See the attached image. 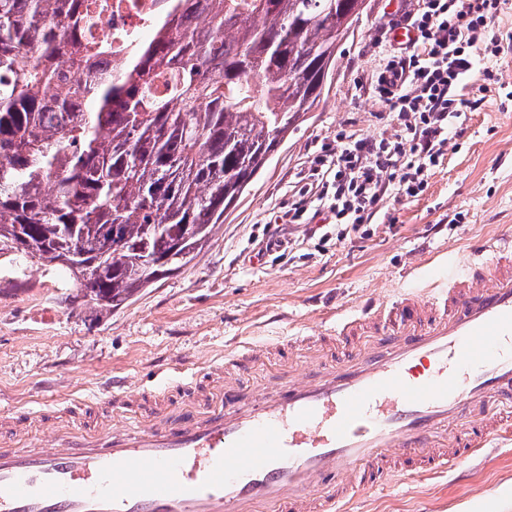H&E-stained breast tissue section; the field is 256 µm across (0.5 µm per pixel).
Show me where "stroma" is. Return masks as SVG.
Returning a JSON list of instances; mask_svg holds the SVG:
<instances>
[{
	"mask_svg": "<svg viewBox=\"0 0 512 512\" xmlns=\"http://www.w3.org/2000/svg\"><path fill=\"white\" fill-rule=\"evenodd\" d=\"M421 0H368L367 14L341 48L318 105L285 136L210 242L183 270L99 318L67 306L59 271H16L0 256V415L23 405H69L114 380L149 387L154 372H206L238 342L282 344L279 356L249 371L250 385L272 387L275 371L300 375L314 365L289 338L325 334L333 314H358L409 283L416 266L436 273L469 259L484 238L512 232V0L467 52L490 67L488 90L470 87L478 105L452 120L446 155L415 198H386L359 230L324 223L309 187L322 145L347 127L391 135L387 105L372 76L398 43L391 27ZM305 209L302 223L286 213ZM357 512H512V444L487 452L460 473L417 478L366 493Z\"/></svg>",
	"mask_w": 512,
	"mask_h": 512,
	"instance_id": "35a3bbf8",
	"label": "stroma"
}]
</instances>
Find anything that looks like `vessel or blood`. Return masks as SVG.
Wrapping results in <instances>:
<instances>
[{"label": "vessel or blood", "mask_w": 512, "mask_h": 512, "mask_svg": "<svg viewBox=\"0 0 512 512\" xmlns=\"http://www.w3.org/2000/svg\"><path fill=\"white\" fill-rule=\"evenodd\" d=\"M355 356L240 396L255 346L208 385H113L97 402L0 417V512H354L512 440V245L336 320ZM480 420L454 430L463 408Z\"/></svg>", "instance_id": "obj_1"}]
</instances>
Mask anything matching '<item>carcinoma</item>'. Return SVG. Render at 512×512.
Masks as SVG:
<instances>
[{"label":"carcinoma","mask_w":512,"mask_h":512,"mask_svg":"<svg viewBox=\"0 0 512 512\" xmlns=\"http://www.w3.org/2000/svg\"><path fill=\"white\" fill-rule=\"evenodd\" d=\"M365 0H175L147 43L87 36L108 0H0V250L103 314L188 264L322 95ZM118 225L101 255V231Z\"/></svg>","instance_id":"carcinoma-1"}]
</instances>
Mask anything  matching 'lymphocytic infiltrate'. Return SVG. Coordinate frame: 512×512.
<instances>
[{
    "instance_id": "obj_1",
    "label": "lymphocytic infiltrate",
    "mask_w": 512,
    "mask_h": 512,
    "mask_svg": "<svg viewBox=\"0 0 512 512\" xmlns=\"http://www.w3.org/2000/svg\"><path fill=\"white\" fill-rule=\"evenodd\" d=\"M501 0H422L407 24L413 39L380 69L375 91L387 105L390 137L339 132L340 147L320 159L318 199L339 224H362L386 197L412 198L427 186L448 144L452 118L470 107L473 74L465 45L487 33Z\"/></svg>"
}]
</instances>
